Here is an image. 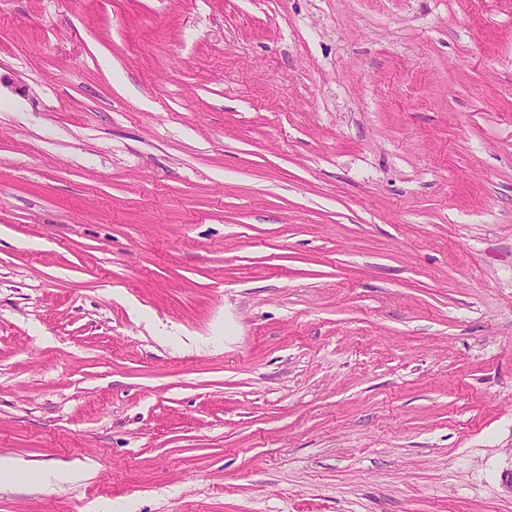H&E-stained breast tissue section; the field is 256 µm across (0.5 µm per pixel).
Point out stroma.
<instances>
[{
	"label": "stroma",
	"instance_id": "1",
	"mask_svg": "<svg viewBox=\"0 0 512 512\" xmlns=\"http://www.w3.org/2000/svg\"><path fill=\"white\" fill-rule=\"evenodd\" d=\"M0 512H512V0H0Z\"/></svg>",
	"mask_w": 512,
	"mask_h": 512
}]
</instances>
